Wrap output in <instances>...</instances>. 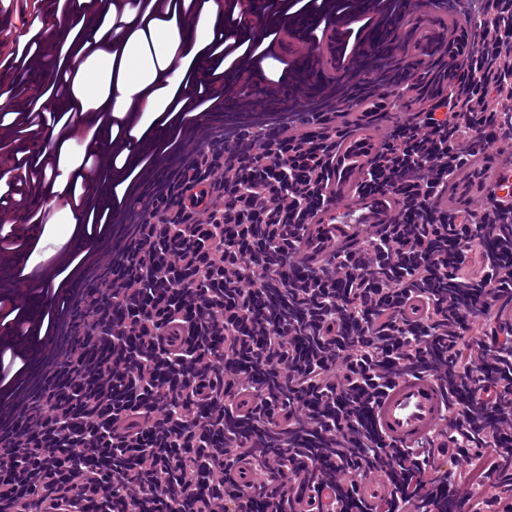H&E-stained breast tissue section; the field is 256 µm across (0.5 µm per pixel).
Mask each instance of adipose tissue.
<instances>
[{"mask_svg": "<svg viewBox=\"0 0 512 512\" xmlns=\"http://www.w3.org/2000/svg\"><path fill=\"white\" fill-rule=\"evenodd\" d=\"M221 10L219 0H206L197 27H168L150 35L139 30L132 34L122 54L96 52V65L79 72L69 94L57 100L56 110L69 112L79 106L93 122L113 103L130 105L133 95L167 68L177 48L199 51L203 29L215 22ZM91 90L96 96L90 100L86 94Z\"/></svg>", "mask_w": 512, "mask_h": 512, "instance_id": "obj_1", "label": "adipose tissue"}]
</instances>
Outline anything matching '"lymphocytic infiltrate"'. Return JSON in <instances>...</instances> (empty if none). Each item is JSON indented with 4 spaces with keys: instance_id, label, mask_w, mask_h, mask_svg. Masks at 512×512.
Wrapping results in <instances>:
<instances>
[{
    "instance_id": "f902f5d3",
    "label": "lymphocytic infiltrate",
    "mask_w": 512,
    "mask_h": 512,
    "mask_svg": "<svg viewBox=\"0 0 512 512\" xmlns=\"http://www.w3.org/2000/svg\"><path fill=\"white\" fill-rule=\"evenodd\" d=\"M477 37L445 66L375 55L340 75L309 111H227L244 70L264 91L295 83L282 51L292 20L316 17L314 46L338 32L336 60L354 62L375 12L359 0H224L202 76L174 56L147 93L167 102L152 120L165 138L145 149L142 112L111 111L103 144L83 112L48 101L84 54L43 47L51 16L78 28L97 0H0V84L50 74L0 107V254H29L17 231L75 220L64 246L13 273L33 283L40 315L0 297V512H299L330 488L329 512H512L477 497L482 481L512 484V340L490 334L512 305V156L487 201L460 216L450 180L480 148L512 140V0H455ZM99 46L123 49L153 21H199L203 0H111ZM428 91L414 109L413 85ZM381 100L387 127L359 191L399 202L394 223L316 264L301 258L325 188L339 122ZM42 133L40 157L30 137ZM74 144L90 186L67 181L54 203L20 211L24 195L60 177L55 146ZM498 239L500 248L483 244ZM430 374L448 393V465L431 469L433 439L387 444L370 408L395 380ZM255 471L236 478L240 463ZM388 495L370 504L362 480Z\"/></svg>"
}]
</instances>
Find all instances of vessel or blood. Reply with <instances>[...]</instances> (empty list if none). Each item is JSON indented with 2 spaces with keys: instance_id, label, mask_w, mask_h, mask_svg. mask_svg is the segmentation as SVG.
Instances as JSON below:
<instances>
[{
  "instance_id": "b4317fda",
  "label": "vessel or blood",
  "mask_w": 512,
  "mask_h": 512,
  "mask_svg": "<svg viewBox=\"0 0 512 512\" xmlns=\"http://www.w3.org/2000/svg\"><path fill=\"white\" fill-rule=\"evenodd\" d=\"M311 23V18H301L288 34V44L309 95L318 93L336 74L335 42L312 47L302 38ZM474 41V33L464 25L461 16L448 13L444 7L431 6L425 10L409 9L400 20L381 19L366 33L360 51L369 54L387 49L400 58L417 56L430 63L440 53L460 55ZM384 128L381 113L366 115L359 111L352 115L339 137L341 146L332 162L327 187V195L336 205H358L353 190L378 153ZM499 173V152L482 151L480 164L449 185V204L459 213H468L484 199L488 185ZM367 207L372 224L394 223L399 211L396 200L387 194L368 200ZM364 234V229L337 223L334 207L322 209L308 227L306 256L313 262L336 247L356 246ZM446 401L445 389L434 379L401 380L373 408L372 422L393 445L406 446L429 433L436 445L442 447L448 442L447 434L440 431Z\"/></svg>"
}]
</instances>
